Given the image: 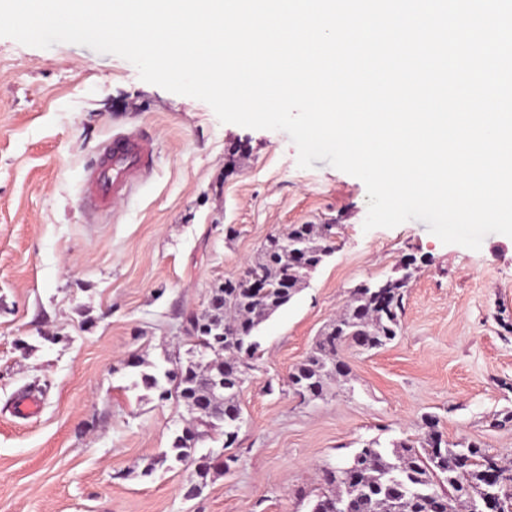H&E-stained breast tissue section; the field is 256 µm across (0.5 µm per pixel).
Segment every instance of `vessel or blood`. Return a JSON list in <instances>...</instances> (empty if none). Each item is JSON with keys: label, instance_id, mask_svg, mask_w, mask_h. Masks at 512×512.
Instances as JSON below:
<instances>
[{"label": "vessel or blood", "instance_id": "b4317fda", "mask_svg": "<svg viewBox=\"0 0 512 512\" xmlns=\"http://www.w3.org/2000/svg\"><path fill=\"white\" fill-rule=\"evenodd\" d=\"M153 165L150 140L139 133H117L102 142L88 169L83 199L94 212L108 210L143 180Z\"/></svg>", "mask_w": 512, "mask_h": 512}]
</instances>
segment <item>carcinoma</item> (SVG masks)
Masks as SVG:
<instances>
[{
  "label": "carcinoma",
  "mask_w": 512,
  "mask_h": 512,
  "mask_svg": "<svg viewBox=\"0 0 512 512\" xmlns=\"http://www.w3.org/2000/svg\"><path fill=\"white\" fill-rule=\"evenodd\" d=\"M288 233L300 242L298 256L267 240L255 258L253 267L267 284L261 297L230 280L212 289L208 317L218 318L220 326L209 328L195 343V348L206 349L202 361L179 365L178 377L167 369L141 373L142 383L157 391L159 399L174 394L195 415L196 433L176 436L170 448L175 459L187 466L194 462V442L220 427L224 447L230 446L229 436L237 432L241 418L237 394L245 382L238 359L246 353L256 357L260 325L292 301L301 284L298 264L313 269L334 252L326 229L319 233L311 224H296ZM406 286V278L399 276L362 283L351 291V308L292 372L310 396H320L325 380L341 374L342 366L331 362L338 347L350 342L380 348L397 336ZM217 375L224 377L222 389L209 385ZM203 404L224 411V421L208 419L200 410ZM424 425L426 436L418 447L409 440L389 452L376 440L366 443L346 465L324 474L316 503L337 499L343 512H479V505L491 496L501 504L500 512H509L512 468L476 443L461 447L448 443L432 416L424 418ZM439 480L447 484L446 491L436 488Z\"/></svg>",
  "instance_id": "carcinoma-1"
}]
</instances>
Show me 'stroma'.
Masks as SVG:
<instances>
[{
	"label": "stroma",
	"instance_id": "stroma-1",
	"mask_svg": "<svg viewBox=\"0 0 512 512\" xmlns=\"http://www.w3.org/2000/svg\"><path fill=\"white\" fill-rule=\"evenodd\" d=\"M131 130L153 170L91 214L84 171ZM297 156L287 133L221 123L122 57L0 37V512H311L325 470L368 441L421 440L428 415L448 442L512 461V238L472 250L419 220L364 230V183ZM292 224L333 225L336 250L261 325L238 437L197 444L217 466L187 496L191 469L152 461L191 416L140 374L187 361L186 317ZM410 258L397 337L339 347L344 375L299 398L288 375L352 289ZM27 395L40 414L15 417Z\"/></svg>",
	"mask_w": 512,
	"mask_h": 512
}]
</instances>
